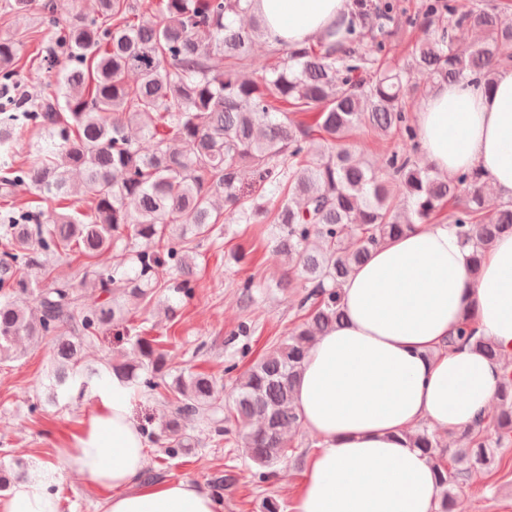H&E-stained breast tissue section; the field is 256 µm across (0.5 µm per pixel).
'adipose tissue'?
Segmentation results:
<instances>
[{
    "mask_svg": "<svg viewBox=\"0 0 512 512\" xmlns=\"http://www.w3.org/2000/svg\"><path fill=\"white\" fill-rule=\"evenodd\" d=\"M268 45L304 44L347 22L353 0H250ZM418 142L433 170L478 172L512 198V67L491 89L461 82L431 91L416 113ZM471 246L445 223L413 224L381 242L342 285L344 318L316 337L294 388V405L319 444L291 512H436L437 472L415 448L419 425L439 431L487 415L512 364V234L486 249L472 277ZM500 349L491 359L446 338L464 320ZM134 385L113 378L58 455L70 471L107 489L103 512H222L188 480L145 483L149 436L132 414ZM0 512H59L47 482H15Z\"/></svg>",
    "mask_w": 512,
    "mask_h": 512,
    "instance_id": "adipose-tissue-1",
    "label": "adipose tissue"
}]
</instances>
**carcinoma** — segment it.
<instances>
[{"label":"carcinoma","mask_w":512,"mask_h":512,"mask_svg":"<svg viewBox=\"0 0 512 512\" xmlns=\"http://www.w3.org/2000/svg\"><path fill=\"white\" fill-rule=\"evenodd\" d=\"M53 27L39 79L57 70L54 91L17 95L23 44L0 37V196L27 185L47 198L68 194L70 175L84 176L89 207L71 204L36 215L7 211L0 224V360L18 357L44 339L54 341L49 400L73 388L116 375L150 391H167L169 411L151 438L178 458L197 441L184 422L209 421L212 435L241 438L254 464L252 477L267 481L292 450L286 431L300 424L293 388L315 336L342 318L340 288L380 242L413 222L442 218L473 245L472 272L482 251L512 232V201L488 208L477 173L453 179L417 166L411 155L389 150L387 177L354 158L362 128L416 142L406 111L411 68L434 84L469 79L493 84L512 64V24L502 15L512 0H423L403 16L398 0H355L342 41L331 32L301 46L278 48L279 60L254 78L240 68L260 38V22L241 25L242 0H94ZM153 13L156 21L143 16ZM425 36L411 48L412 67L387 60L402 27ZM467 27L482 39L466 56L454 50V31ZM227 65L217 69L214 55ZM153 139L145 151L131 125ZM30 127L44 133L40 161L13 163L12 143ZM250 224L273 214L270 245L294 260L288 287L299 291L304 319L249 369L234 378L232 404L224 405L216 380L205 372L164 379L158 342L136 336L133 357L88 363L85 344L104 327L124 321L128 303L152 299L172 287L194 294L198 248L212 241L223 214ZM123 246L131 267L84 268L81 281L54 279L49 260L71 252L93 257ZM167 270L171 284L158 281ZM105 299L84 304L83 286ZM469 344L489 358L496 346L464 325L448 346ZM496 412L462 430L463 448L442 444L428 426L412 435L437 469V512H453L455 489L473 469L487 466L497 449L512 446V371L498 386Z\"/></svg>","instance_id":"carcinoma-1"}]
</instances>
